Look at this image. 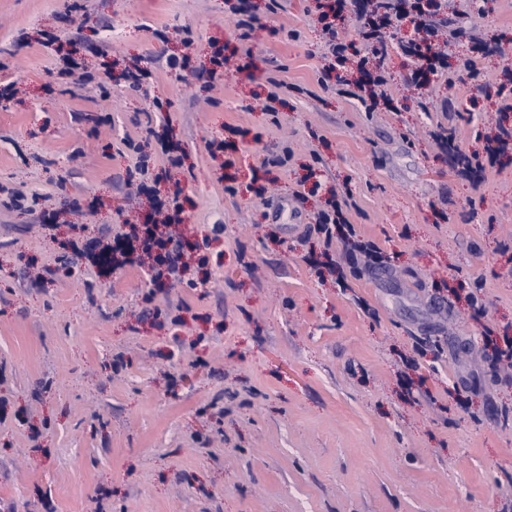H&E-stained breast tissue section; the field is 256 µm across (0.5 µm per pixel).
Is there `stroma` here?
I'll use <instances>...</instances> for the list:
<instances>
[{
	"mask_svg": "<svg viewBox=\"0 0 512 512\" xmlns=\"http://www.w3.org/2000/svg\"><path fill=\"white\" fill-rule=\"evenodd\" d=\"M254 2L242 41L229 0H0V88L20 89L0 99V512L512 507V370H489L512 336V150L471 180L436 141L480 155L512 123V0L452 19L500 50L431 82L427 112L400 49L391 110L367 112L319 81L317 0ZM72 46L95 76L146 67L144 92L61 75ZM219 47L251 50V75L165 65ZM144 153L204 266L172 288L64 269L150 212L130 200ZM334 194L375 262L313 232Z\"/></svg>",
	"mask_w": 512,
	"mask_h": 512,
	"instance_id": "obj_1",
	"label": "stroma"
}]
</instances>
